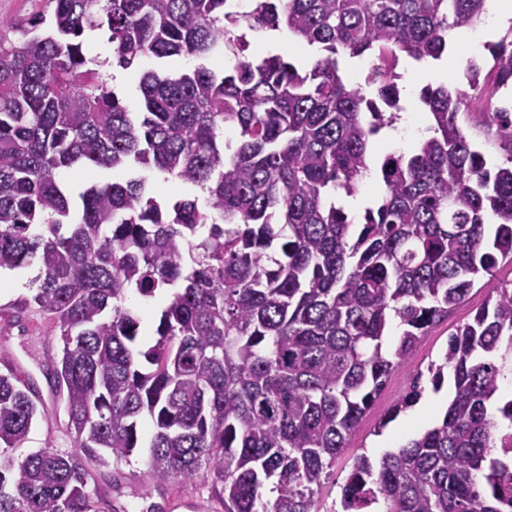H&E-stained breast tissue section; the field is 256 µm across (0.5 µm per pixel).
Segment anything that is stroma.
<instances>
[{"instance_id": "stroma-1", "label": "stroma", "mask_w": 512, "mask_h": 512, "mask_svg": "<svg viewBox=\"0 0 512 512\" xmlns=\"http://www.w3.org/2000/svg\"><path fill=\"white\" fill-rule=\"evenodd\" d=\"M33 270L0 273V369L12 367L30 383L37 404V415L30 432L13 456H21L45 448H68L72 436L67 428L64 400L46 379L42 367L45 356L58 353L60 343L53 322L44 314L30 310L16 314L15 300L31 297L29 282ZM512 281V263L500 264L493 275L482 277L468 298L451 310L446 319L433 326L415 352L397 367L350 438L349 446L337 459L331 477L320 495L322 512H332L340 499V489L358 455L378 459L384 452L402 444L405 439L429 427L446 407L450 386L440 391L425 389L422 398L411 409L401 412L387 426L381 417L408 391L418 372L445 351L451 333L470 320L476 308L491 296L495 288ZM146 450L135 453L130 463L92 466L95 486L105 494L114 508L128 512H209L208 491L178 480L165 484L152 483L146 476Z\"/></svg>"}]
</instances>
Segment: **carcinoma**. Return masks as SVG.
<instances>
[{"label":"carcinoma","mask_w":512,"mask_h":512,"mask_svg":"<svg viewBox=\"0 0 512 512\" xmlns=\"http://www.w3.org/2000/svg\"><path fill=\"white\" fill-rule=\"evenodd\" d=\"M487 0H47L0 19V271L36 269L37 306L62 343L43 362L65 399L69 449L4 455L37 404L0 371V512H102L89 464L127 462L150 418L147 476L199 480L215 512H319L336 459L390 374L499 262H512V27L468 61L467 89L424 86L432 135L386 154L379 205L355 223L372 136L396 120L400 57L438 60ZM15 34L9 39L1 34ZM104 29L136 68L139 106L86 58ZM319 46L305 66L249 59L246 32ZM234 57L230 69L208 61ZM373 55L375 93L339 56ZM176 57L199 64L167 68ZM237 140L224 139V126ZM112 180L73 190L65 170ZM200 191L160 197L148 174ZM166 295L151 337L128 304ZM454 396L378 460L356 458L341 512H512V281L426 368ZM423 374L379 423L421 398Z\"/></svg>","instance_id":"cac0c4a2"}]
</instances>
